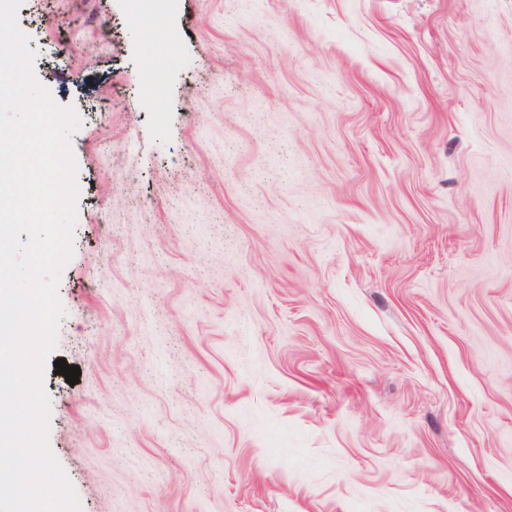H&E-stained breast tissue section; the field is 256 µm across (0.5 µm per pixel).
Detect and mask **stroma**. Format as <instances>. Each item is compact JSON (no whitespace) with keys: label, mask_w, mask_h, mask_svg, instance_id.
Returning a JSON list of instances; mask_svg holds the SVG:
<instances>
[{"label":"stroma","mask_w":512,"mask_h":512,"mask_svg":"<svg viewBox=\"0 0 512 512\" xmlns=\"http://www.w3.org/2000/svg\"><path fill=\"white\" fill-rule=\"evenodd\" d=\"M18 23L81 121L44 388L83 512H512V0Z\"/></svg>","instance_id":"35a3bbf8"}]
</instances>
